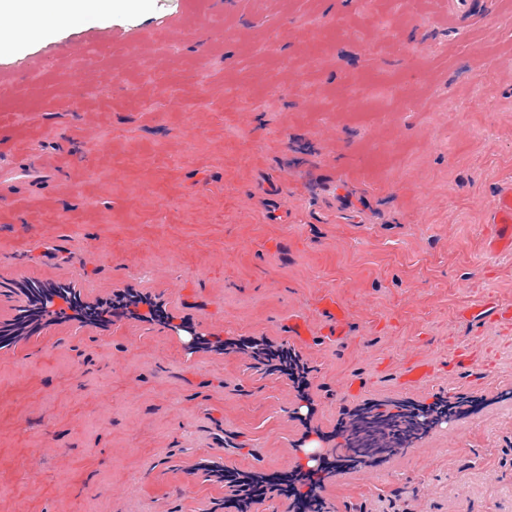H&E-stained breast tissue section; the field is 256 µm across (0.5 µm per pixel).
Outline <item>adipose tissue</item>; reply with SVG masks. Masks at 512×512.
I'll return each mask as SVG.
<instances>
[{
    "label": "adipose tissue",
    "instance_id": "ef3b65f1",
    "mask_svg": "<svg viewBox=\"0 0 512 512\" xmlns=\"http://www.w3.org/2000/svg\"><path fill=\"white\" fill-rule=\"evenodd\" d=\"M108 0H25L12 31L0 35V46H15L50 31V22L73 24L91 20L104 13Z\"/></svg>",
    "mask_w": 512,
    "mask_h": 512
}]
</instances>
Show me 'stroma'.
I'll return each mask as SVG.
<instances>
[{"mask_svg":"<svg viewBox=\"0 0 512 512\" xmlns=\"http://www.w3.org/2000/svg\"><path fill=\"white\" fill-rule=\"evenodd\" d=\"M470 2L462 28L447 0H146L0 52V157L56 168L38 211L0 202V324L29 288L140 293L295 353L317 404L296 417L285 373L161 323L58 320L0 347V512H235L216 468L284 477L364 403L458 397L396 457L248 512H512V323L460 316L512 304L488 247L512 0ZM324 303L326 305V312L329 314V324L327 325L329 329V336H334L336 334V340H341L345 337V327H346V315L344 311L341 309L337 303L331 298H324ZM336 306V308H335Z\"/></svg>","mask_w":512,"mask_h":512,"instance_id":"1","label":"stroma"}]
</instances>
